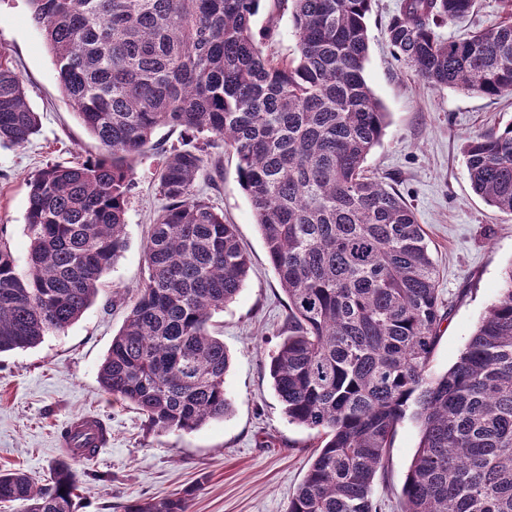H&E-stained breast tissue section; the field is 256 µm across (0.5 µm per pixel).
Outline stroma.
Listing matches in <instances>:
<instances>
[{
	"label": "stroma",
	"instance_id": "stroma-1",
	"mask_svg": "<svg viewBox=\"0 0 512 512\" xmlns=\"http://www.w3.org/2000/svg\"><path fill=\"white\" fill-rule=\"evenodd\" d=\"M400 0H373L367 16L365 76L383 104L389 125L365 162L368 175L395 187L415 209L439 271L441 297L450 308L430 362L445 373L458 359L512 265V217L476 195L462 154L463 139L512 120V99L490 98L423 81L397 59L386 27ZM275 24L266 53L295 50L289 0H262L255 31ZM0 53L12 58L38 132L20 147H0V226L6 227L19 275L29 272L26 179L49 164H67L100 151L62 93L44 38L29 20L27 0H0ZM179 129L161 127L134 163L126 209L127 246L101 279L93 304L64 332L33 347L0 354V469L25 471L46 484L64 452L66 423L94 415L112 438L94 461H72L78 476L77 512H110L127 500L193 489L191 512H287L313 457L311 431L289 424L269 378L288 299L283 293L237 159L222 155V172L198 182L197 192L236 227L250 258L236 299L212 319L231 357L225 387L231 413L191 433H160L147 418L115 401L98 382V369L147 276L144 247L154 214L163 206L158 172L164 147L180 142ZM419 432L404 419L376 478L378 494L395 512Z\"/></svg>",
	"mask_w": 512,
	"mask_h": 512
}]
</instances>
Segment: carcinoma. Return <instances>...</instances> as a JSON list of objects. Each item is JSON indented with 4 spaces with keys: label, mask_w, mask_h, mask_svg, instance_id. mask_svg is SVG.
Here are the masks:
<instances>
[{
    "label": "carcinoma",
    "mask_w": 512,
    "mask_h": 512,
    "mask_svg": "<svg viewBox=\"0 0 512 512\" xmlns=\"http://www.w3.org/2000/svg\"><path fill=\"white\" fill-rule=\"evenodd\" d=\"M261 0H28L69 105L102 155L28 179L30 272L0 227V353L61 332L92 304L126 246L132 163L160 126L204 146H170L167 200L145 246L147 278L98 381L160 433L224 418L230 364L212 314L249 274L234 225L195 192L211 137L237 157L270 262L288 298L269 376L288 423L314 432V459L288 512H384L375 479L398 425L420 437L397 512H512V266L457 361L429 363L447 321L414 209L365 174L387 113L365 78L371 0H291L295 52L262 51ZM475 0H402L387 27L397 58L435 87L512 95V0L495 24L445 40L436 28ZM39 118L0 56V144ZM473 191L512 217V122L465 138ZM78 478L60 462L38 486L0 470V503L74 512ZM193 491L122 512H190Z\"/></svg>",
    "instance_id": "cac0c4a2"
}]
</instances>
